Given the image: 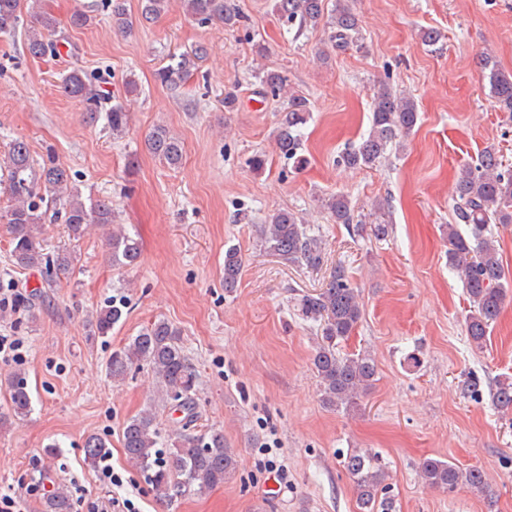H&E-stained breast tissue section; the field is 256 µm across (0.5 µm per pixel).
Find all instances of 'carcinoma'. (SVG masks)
<instances>
[{
	"instance_id": "obj_1",
	"label": "carcinoma",
	"mask_w": 512,
	"mask_h": 512,
	"mask_svg": "<svg viewBox=\"0 0 512 512\" xmlns=\"http://www.w3.org/2000/svg\"><path fill=\"white\" fill-rule=\"evenodd\" d=\"M169 0H140L141 17L152 21L161 15ZM187 13L204 26L221 21L234 28L241 21L240 12L230 0H183ZM102 9L110 14L112 26L118 30L129 27L125 0H102ZM275 12L282 21L298 29L316 28L324 21L323 0H275ZM26 25L25 40L28 54L45 58L57 54L56 35L60 21L42 10L38 0H0V36L14 34ZM328 25L330 39L336 48L358 46L362 40L361 23L348 0H336ZM208 47L197 44L186 53L171 58V63L157 72L160 83L171 88L195 68L196 61L207 56ZM489 93L500 110L512 112V75L503 73L492 60L483 59ZM267 94L280 98L286 95L288 79L283 72L261 67L254 72ZM106 83L99 71L72 70L60 83L64 95L78 100L89 121L101 113L112 134L125 132L129 115L119 104L105 105L99 88ZM288 96V95H286ZM418 120L414 100L393 93L382 85L372 101L371 126L366 136L345 149L338 164L346 168H367L385 158L390 146L400 144ZM306 122V102L299 96H288V113L281 122L276 144L279 152L294 161L296 167L306 160L299 154V126ZM148 148L171 168L181 165L183 146L179 138L158 126L147 138ZM8 172V192L11 205L0 213V223L6 225L10 238V257L21 269H39L48 287L60 276L72 272L77 262L75 251L63 250L54 256L44 253L42 235L48 217L61 221L71 239L83 238L93 224L112 223V202L97 200L89 204L81 198L70 170L49 152L39 164H34L28 144L15 138L8 144L3 160ZM456 214L469 227L463 234L456 224L445 226L449 242L448 264L457 269L470 301L466 334L477 347L486 341L490 326L498 319L505 299L512 292V281L505 274L502 257L495 237L487 234L492 224H512V169L503 164L493 146L483 149L475 165L463 167L455 188ZM323 206L338 224L354 223V210L349 199L336 194L324 200ZM261 247L288 263H303L310 267L323 265L322 242L308 234L297 214L291 210L274 212L260 230ZM108 246L112 261L133 265L140 257L136 239L123 230L109 235ZM243 268L237 249L224 252V288L236 287ZM125 306L112 304L100 310L93 322L94 335L107 337L112 327L124 315ZM298 315L305 321L321 325L322 343L312 358L319 380L323 403L329 407L353 411L360 396L368 390L376 376V364L367 355L337 354L336 347L346 341L362 318L358 291L352 286L345 268L335 267L325 287L303 295L297 303ZM146 365L156 376L166 403L184 413L178 421L175 446L159 448L160 429L154 412L141 413L128 420L122 430V447L129 463L146 473L148 480L172 502L178 498L201 495L229 479L238 466V455L224 444V432L211 430L194 433L197 421L195 392L197 375L180 346V332L165 320L133 337L125 345L112 350L107 372L112 380H123L136 367ZM9 411L16 417L27 416L32 398L25 376L15 372L9 377ZM491 402L500 411L512 412V378L498 381L491 393ZM83 461L91 467L107 456L106 441L98 436L85 439ZM343 467L352 478L362 512H394L393 500L387 495L386 466L382 457L369 450H354L343 459ZM423 483L432 489L451 490L465 485L485 492L486 475L477 467L460 468L440 459L428 457L420 466ZM46 512H71L69 491L56 488L45 501Z\"/></svg>"
}]
</instances>
